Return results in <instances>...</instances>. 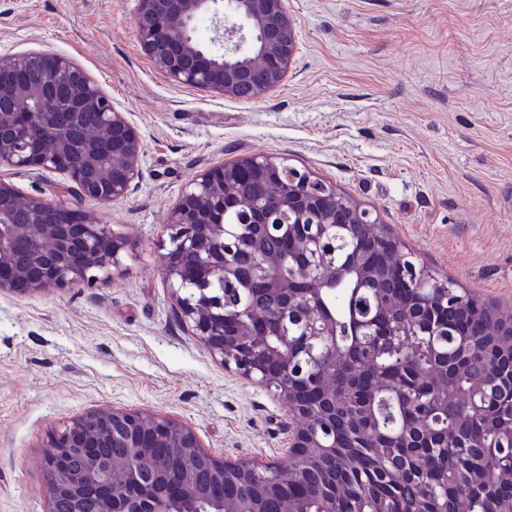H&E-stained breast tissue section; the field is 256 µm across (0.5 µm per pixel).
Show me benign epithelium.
I'll return each instance as SVG.
<instances>
[{
  "mask_svg": "<svg viewBox=\"0 0 512 512\" xmlns=\"http://www.w3.org/2000/svg\"><path fill=\"white\" fill-rule=\"evenodd\" d=\"M215 21L212 47L192 36L197 18ZM136 29L155 66L172 81L238 98L252 86L268 91L285 79L296 50L286 0H139ZM95 125L84 124L87 113ZM141 139L124 113L79 66L49 54L0 57V167H39L66 173L68 194L101 202L125 197L138 175ZM266 185L255 197L238 191L243 175ZM243 216L246 231L223 224ZM163 273L182 317L224 369L253 381L288 407L290 462L231 461L203 450L196 433L168 417L138 410H96L51 437L44 458L50 500L68 498L72 512H296L314 488L309 472L336 456V429L363 430L370 413L355 401L368 387L358 364L336 381L341 322L336 289L358 284L388 288L377 315L379 334L420 331L433 309L474 319L491 313L498 345L512 348V314L472 295L448 303L453 284L439 280L404 251L377 218L335 186L276 157L244 155L210 169L185 191L168 219ZM360 238L376 254L367 262L332 256ZM128 242L109 225L77 218L64 201L21 199L0 181V291L27 293L82 280L94 283L121 263ZM431 369L448 377V351L437 348ZM407 455L433 436L448 447V429L419 419L396 431ZM102 448H121L104 456Z\"/></svg>",
  "mask_w": 512,
  "mask_h": 512,
  "instance_id": "obj_1",
  "label": "benign epithelium"
}]
</instances>
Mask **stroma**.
<instances>
[{"label":"stroma","mask_w":512,"mask_h":512,"mask_svg":"<svg viewBox=\"0 0 512 512\" xmlns=\"http://www.w3.org/2000/svg\"><path fill=\"white\" fill-rule=\"evenodd\" d=\"M138 0H0V56L80 66L138 130L128 195L70 198L128 249L109 276L0 292V512H49L41 458L66 422L134 409L189 426L222 459L288 460V411L223 365L162 270L188 182L269 155L333 184L434 274L512 312V0H287L296 54L257 98L170 81L142 49ZM55 201L68 179L0 167Z\"/></svg>","instance_id":"obj_1"}]
</instances>
